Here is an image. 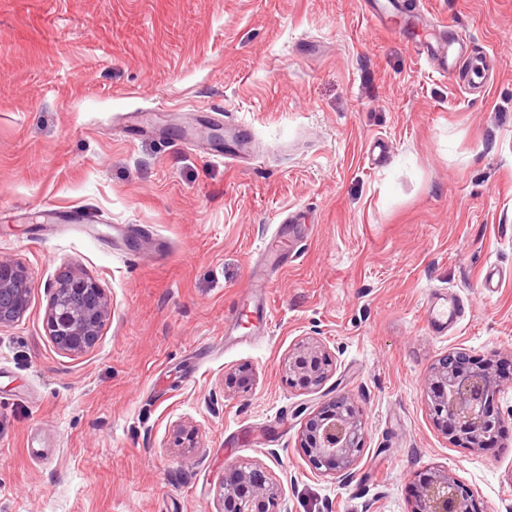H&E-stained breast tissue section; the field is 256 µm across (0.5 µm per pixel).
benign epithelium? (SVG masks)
<instances>
[{
	"label": "benign epithelium",
	"mask_w": 512,
	"mask_h": 512,
	"mask_svg": "<svg viewBox=\"0 0 512 512\" xmlns=\"http://www.w3.org/2000/svg\"><path fill=\"white\" fill-rule=\"evenodd\" d=\"M0 293L13 296L11 309L0 310L4 326L28 309L31 283L22 265L0 258ZM108 310L96 281L70 273L54 286L46 331L60 351L81 354L96 343ZM282 371L288 384L317 389L331 376L333 364L323 343L302 339L288 352ZM253 381V369L242 364L227 375L225 384L245 390ZM425 387L433 419L450 440L468 448H485L495 440L502 415L492 362L477 361L463 349L450 352L429 368ZM300 447L317 473L350 482L365 448L363 414L348 397L334 398L309 415ZM220 498L224 512H288L280 484L258 464L230 466L220 484ZM411 512H475V504L448 470L437 469L418 491Z\"/></svg>",
	"instance_id": "7a95c632"
}]
</instances>
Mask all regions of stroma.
<instances>
[{
    "label": "stroma",
    "mask_w": 512,
    "mask_h": 512,
    "mask_svg": "<svg viewBox=\"0 0 512 512\" xmlns=\"http://www.w3.org/2000/svg\"><path fill=\"white\" fill-rule=\"evenodd\" d=\"M395 2L496 56L484 96L362 20L361 0H0V257L32 285L0 327V512H220L233 462L276 477L288 512H410L439 468L478 512H512V374L485 450L442 433L424 388L454 349L512 356V0ZM239 125L246 167L209 135ZM284 211L304 242L273 315L225 336ZM73 268L109 305L78 355L44 323ZM435 291L464 304L439 332L423 323ZM305 337L335 366L315 390L281 372ZM242 363L255 381L237 395L224 380ZM338 395L366 425L345 485L299 447ZM181 426L196 447H175Z\"/></svg>",
    "instance_id": "35a3bbf8"
}]
</instances>
